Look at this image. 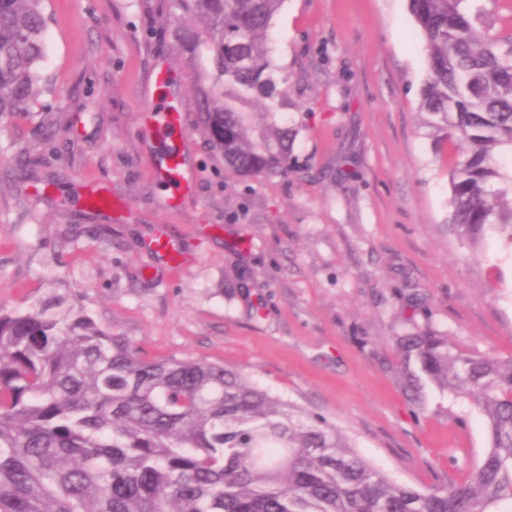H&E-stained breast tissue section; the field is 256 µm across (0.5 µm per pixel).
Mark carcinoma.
<instances>
[{
  "instance_id": "obj_1",
  "label": "carcinoma",
  "mask_w": 512,
  "mask_h": 512,
  "mask_svg": "<svg viewBox=\"0 0 512 512\" xmlns=\"http://www.w3.org/2000/svg\"><path fill=\"white\" fill-rule=\"evenodd\" d=\"M44 0H0V118L29 110L44 57ZM208 23L197 40L224 78L202 119L224 164L288 172L295 134L277 126L267 33L283 0H177ZM428 50L421 125L448 171V226L469 245L512 244V32L468 0H409ZM267 102L248 135L245 109ZM400 384L469 397L490 446L465 481L418 490L375 468L320 414L243 373L153 359L64 295L0 307V512H494L512 506V356H471L446 336L395 337Z\"/></svg>"
}]
</instances>
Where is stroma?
Segmentation results:
<instances>
[{"label": "stroma", "mask_w": 512, "mask_h": 512, "mask_svg": "<svg viewBox=\"0 0 512 512\" xmlns=\"http://www.w3.org/2000/svg\"><path fill=\"white\" fill-rule=\"evenodd\" d=\"M44 13L38 95L0 119V306L72 292L146 356L232 367L325 416L400 482L464 481L489 445L484 420L432 384L410 401L393 339L512 355V244L490 232L472 249L448 231L408 0H284L269 50L296 137L278 177L238 176L210 147L199 114L224 83L176 0H45ZM161 68L193 179L178 206L146 112ZM91 185L123 209L77 205ZM160 233L185 268L148 249Z\"/></svg>", "instance_id": "obj_1"}]
</instances>
